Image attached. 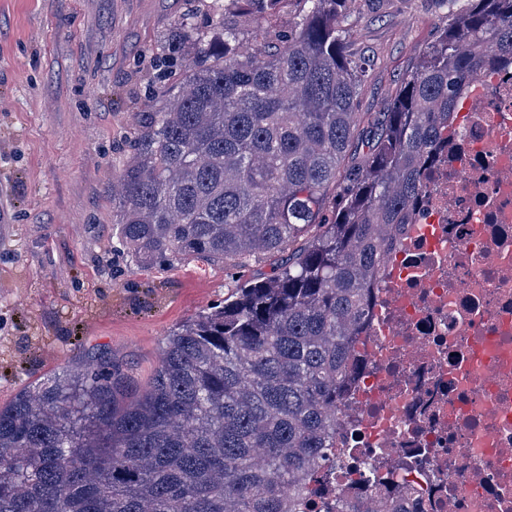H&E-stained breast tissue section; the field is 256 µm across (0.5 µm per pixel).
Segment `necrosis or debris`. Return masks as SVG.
Segmentation results:
<instances>
[{
    "instance_id": "necrosis-or-debris-1",
    "label": "necrosis or debris",
    "mask_w": 512,
    "mask_h": 512,
    "mask_svg": "<svg viewBox=\"0 0 512 512\" xmlns=\"http://www.w3.org/2000/svg\"><path fill=\"white\" fill-rule=\"evenodd\" d=\"M423 177L298 512H512V68L488 74Z\"/></svg>"
}]
</instances>
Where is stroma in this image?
Instances as JSON below:
<instances>
[{
	"instance_id": "obj_1",
	"label": "stroma",
	"mask_w": 512,
	"mask_h": 512,
	"mask_svg": "<svg viewBox=\"0 0 512 512\" xmlns=\"http://www.w3.org/2000/svg\"><path fill=\"white\" fill-rule=\"evenodd\" d=\"M211 0H0V406L106 354L146 386L162 341L223 302V265L138 268L114 252L112 175L148 109L157 49ZM438 0H356L359 130L448 23Z\"/></svg>"
}]
</instances>
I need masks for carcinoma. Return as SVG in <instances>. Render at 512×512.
I'll use <instances>...</instances> for the list:
<instances>
[{
    "mask_svg": "<svg viewBox=\"0 0 512 512\" xmlns=\"http://www.w3.org/2000/svg\"><path fill=\"white\" fill-rule=\"evenodd\" d=\"M281 2L215 0L212 36L178 23L169 48L193 61L139 113L112 200L118 252L142 267L288 261L172 331L145 388L108 357L0 407V512H293L286 490L332 463L394 228L474 83L512 67V0H467L359 159L363 66L337 23L355 0H302L273 51L246 38L241 20Z\"/></svg>",
    "mask_w": 512,
    "mask_h": 512,
    "instance_id": "obj_1",
    "label": "carcinoma"
}]
</instances>
